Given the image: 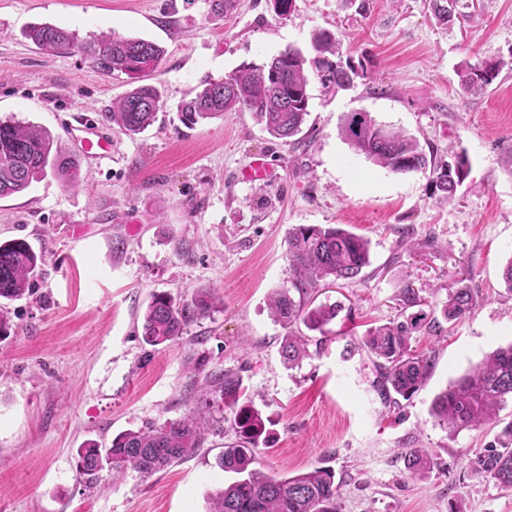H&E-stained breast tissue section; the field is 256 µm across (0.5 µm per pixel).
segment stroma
Listing matches in <instances>:
<instances>
[{"label":"stroma","mask_w":512,"mask_h":512,"mask_svg":"<svg viewBox=\"0 0 512 512\" xmlns=\"http://www.w3.org/2000/svg\"><path fill=\"white\" fill-rule=\"evenodd\" d=\"M456 12L441 26L431 0H295L285 19L273 0H237L224 17L210 0H0V118L46 129L69 153L75 118H99L129 80L99 73L76 51L44 53L27 29L141 37L165 50L150 76L163 96L157 122L135 136L99 128L112 140L111 165L84 158L78 187L49 174L0 199V242L25 239L42 257L30 295L4 304L16 330L0 338V512H208L233 479L216 465L232 429H206L197 453L146 481L105 470L90 489L75 459L86 442L106 448L128 429L192 411L220 417L189 390L188 369L201 360L210 372L238 371L268 417L261 469L278 478L333 469L342 512H512V490L466 467L512 421V402L498 423L456 433L430 413L451 380L512 343L502 279L512 259V175L501 165L512 138V63L483 93H464L458 78L466 65L512 53V0H457ZM321 30L367 75L338 91L311 80L296 142L271 137L249 112L192 129L179 121V105L204 81L289 46L310 52ZM356 111L438 157L465 153L471 169L455 199L431 196L427 172L394 174L355 153L339 126ZM257 154L276 179H240ZM298 224L367 238L371 264L362 280L327 289L345 311L325 352L291 368L281 357L287 331L267 301L288 282V231ZM461 279L479 305L440 333L413 336L432 374L400 408H386L367 354L343 358L346 342L401 314L407 287L439 316ZM198 288L218 298L215 311L167 348L143 344L137 321L150 294L187 298ZM409 448L436 460L426 480L411 479Z\"/></svg>","instance_id":"obj_1"}]
</instances>
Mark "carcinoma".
Here are the masks:
<instances>
[{"mask_svg": "<svg viewBox=\"0 0 512 512\" xmlns=\"http://www.w3.org/2000/svg\"><path fill=\"white\" fill-rule=\"evenodd\" d=\"M28 39L50 54L80 52L100 73L124 74L133 83L101 121L126 135H138L151 127L162 108L159 89L143 83L161 63L165 51L157 43L103 34L81 40L68 29L55 25L30 28ZM314 56L291 46L260 64H244L231 74L204 82L203 88L182 102L179 119L192 128L203 120L228 112H250L269 135L288 140L302 132L309 113V76L312 71L326 89H347L354 79L365 77L364 66L345 63L340 43L327 30L313 35ZM506 61L487 57L459 73L462 88L470 93L483 91L498 77ZM341 135L357 153L395 174L430 170L431 195L450 201L468 177L470 163L465 153L450 160L427 156L418 140L400 130L390 129L368 112H350L342 120ZM52 171L66 184L77 187L85 181L78 161L56 149L50 135L35 125L0 119V199L27 190L32 183ZM288 286L269 297L275 322L288 330L283 337L281 356L288 367L319 355L329 341L327 326L336 319L340 305L317 302L319 293L338 280L353 281L371 265L367 239L339 226L299 224L288 235ZM41 257L23 239L0 242V299L18 300L30 293ZM478 294L466 284L448 291L441 305L448 322L471 314ZM213 292L200 288L190 298L154 293L141 320L143 343L166 347L180 339L191 323L207 317L216 307ZM304 325L317 332L308 336L297 329ZM439 322L419 311L402 321H389L368 330L361 342L349 341L344 348L351 355L365 351L373 365L372 387L382 403L400 406L427 383L432 360L412 352L410 339L425 329L434 332ZM190 387L199 390L204 401L222 404L231 414L235 439L224 445L217 466L236 478L219 490L209 512H341L335 471L315 468L291 477L274 478L256 467L257 450L267 441L265 419L259 409L244 400L243 378L237 371L204 372L196 362L189 368ZM512 398V344L500 347L465 374L451 381L431 403L437 422L452 432L475 429L498 417ZM201 424L194 414L146 425L117 434L111 446L96 443L76 450L77 469L92 484L100 472L137 473L145 480L192 457L202 446ZM404 459L410 476L421 480L436 462L420 448H408ZM469 470L512 489V422L507 423L484 452L468 461Z\"/></svg>", "mask_w": 512, "mask_h": 512, "instance_id": "obj_1", "label": "carcinoma"}]
</instances>
